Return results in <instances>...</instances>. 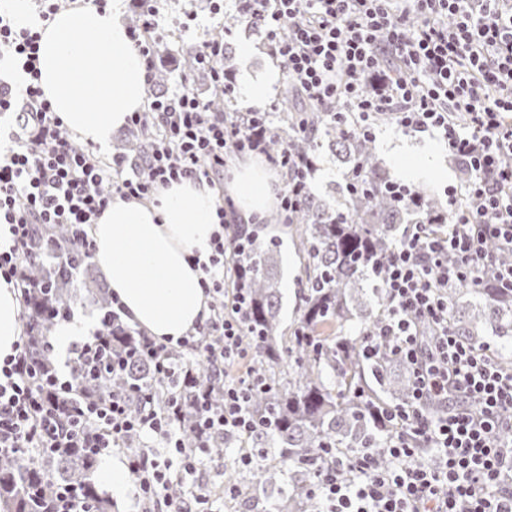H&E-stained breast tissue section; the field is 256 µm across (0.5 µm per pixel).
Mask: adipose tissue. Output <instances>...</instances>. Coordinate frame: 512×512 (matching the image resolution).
<instances>
[{"instance_id": "1", "label": "adipose tissue", "mask_w": 512, "mask_h": 512, "mask_svg": "<svg viewBox=\"0 0 512 512\" xmlns=\"http://www.w3.org/2000/svg\"><path fill=\"white\" fill-rule=\"evenodd\" d=\"M0 13L19 27H42L39 84L65 126L101 148L130 113L142 109L147 72L124 20L126 0L111 9L81 5L41 26L30 0H0ZM244 217L278 202L279 186L258 158L240 162L226 186ZM217 201L206 182L185 179L161 189L156 202L118 199L91 229L95 262L126 315L150 336L178 341L209 316L202 263L213 252ZM20 336L15 288L0 278V362Z\"/></svg>"}]
</instances>
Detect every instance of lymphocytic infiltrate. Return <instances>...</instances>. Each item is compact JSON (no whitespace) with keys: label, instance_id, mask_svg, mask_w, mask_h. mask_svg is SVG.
Returning <instances> with one entry per match:
<instances>
[{"label":"lymphocytic infiltrate","instance_id":"obj_1","mask_svg":"<svg viewBox=\"0 0 512 512\" xmlns=\"http://www.w3.org/2000/svg\"><path fill=\"white\" fill-rule=\"evenodd\" d=\"M154 2L135 0L142 23L130 31L151 73L163 42ZM254 7L289 85L318 111L343 107L368 133L385 116L401 130L438 137L475 174L468 207L459 208L457 189H449L444 230L414 225L386 264L390 304L365 337L364 353L392 355L411 368L408 406L379 413L395 423V434L378 448L313 461V496L325 512H512V366L498 363L490 345L474 346L449 329L444 297L465 281L477 286L489 278L512 287V264L485 250L490 240L512 248V0H255ZM40 40V32L0 15V60L23 76L19 90L0 81V112L14 116L0 142V224L9 225L14 240L0 252V277L25 300L36 232L65 225L76 244L94 248L90 230L114 199L148 200L184 178L216 186L228 154L267 151L265 107H250L247 122L239 123L198 98L184 72L179 89L127 118L128 127L155 133L146 160L131 167L116 154L103 163L92 148L73 143L44 98ZM368 79L373 89H365ZM212 245L202 287L220 299V313L174 344L141 334L135 352L174 388L194 389L193 446L177 430L180 398L161 412L145 396L133 410L125 395L85 394L59 379L55 367L38 366L37 345L25 334L0 364V453L92 448L102 455L131 437L151 436L192 473L208 456L212 433L256 430L259 422L247 410L252 379L217 374L224 393L218 408L194 388L189 356L203 353L221 366L247 355L245 296L224 293L233 244L218 232ZM381 455L388 467L378 466ZM128 465L141 512H156L174 477L145 445Z\"/></svg>","mask_w":512,"mask_h":512}]
</instances>
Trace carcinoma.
<instances>
[{"mask_svg":"<svg viewBox=\"0 0 512 512\" xmlns=\"http://www.w3.org/2000/svg\"><path fill=\"white\" fill-rule=\"evenodd\" d=\"M237 26L262 27L252 0H236L235 12L224 15L225 31ZM284 104L283 111L265 116L267 149L305 157L309 177L296 211L286 217L277 212L260 224H238L233 230L231 288L245 291L247 364L252 376L269 385L268 391L251 394L248 411L257 419L269 417L271 426L235 439L261 449L262 457L248 467L230 466L228 484L262 490V512H320L321 504L310 498L315 475L307 461L327 448L344 457L367 443L382 442L388 430L374 421L376 413L410 396V368L394 358L367 359L362 343L388 308L384 269L404 225L446 224L448 210L426 195L423 184L404 186L393 177L375 152L374 138L349 113L318 112L289 87ZM324 152L337 162L341 180L317 192L312 181ZM277 226L297 240L304 274L299 322L288 329L281 317ZM95 269L86 249L40 243L28 275L42 288L32 293L26 322L37 330L38 352L46 357L52 351L48 337L70 316L76 282L98 305L113 349L137 345V330L112 319L109 292L97 281ZM448 327L476 346L489 336L512 338V293L490 282L456 284L448 289ZM109 365L108 356L84 365L74 356L70 375L98 394H150L155 405L165 404L171 390L152 361L135 358L120 376L99 375ZM183 396L181 436L190 444L196 415L191 393ZM96 463L89 448L58 456L0 455V501L12 503L14 512H44L42 493L54 484L79 491L94 512H112L111 501L92 478Z\"/></svg>","mask_w":512,"mask_h":512,"instance_id":"cac0c4a2","label":"carcinoma"}]
</instances>
